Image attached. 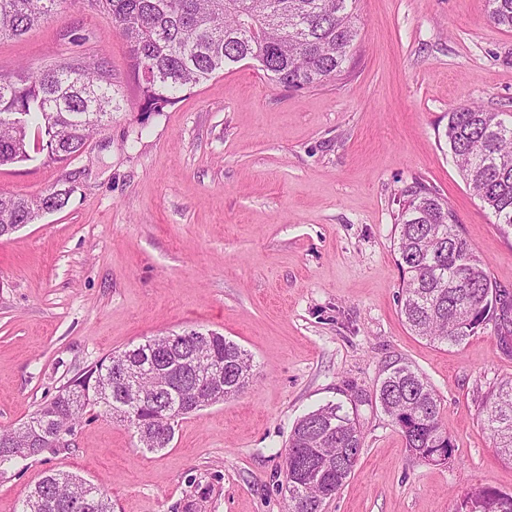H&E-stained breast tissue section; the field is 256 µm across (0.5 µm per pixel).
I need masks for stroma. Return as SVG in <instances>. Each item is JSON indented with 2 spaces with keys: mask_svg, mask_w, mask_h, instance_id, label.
<instances>
[{
  "mask_svg": "<svg viewBox=\"0 0 512 512\" xmlns=\"http://www.w3.org/2000/svg\"><path fill=\"white\" fill-rule=\"evenodd\" d=\"M358 13L335 80L294 91L248 60L150 115L127 40L97 9L0 40L2 73L103 59L121 105L75 158L0 167L2 195L73 189L64 209L0 239V429L153 336L212 330L253 359L247 387L180 419L161 451L86 411L69 447L0 473V512H19L52 470L100 487L113 512H288V435L327 403L357 414L364 438L324 512H457L478 489L512 493L481 415L512 380L504 330L487 323L459 346L413 335L397 264L399 194L419 181L512 293V231L472 195L445 136L463 104L512 120V30L488 21L484 0H359ZM401 363L436 390L453 463L413 457L374 402Z\"/></svg>",
  "mask_w": 512,
  "mask_h": 512,
  "instance_id": "obj_1",
  "label": "stroma"
}]
</instances>
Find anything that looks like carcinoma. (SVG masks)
Instances as JSON below:
<instances>
[{"label": "carcinoma", "instance_id": "cac0c4a2", "mask_svg": "<svg viewBox=\"0 0 512 512\" xmlns=\"http://www.w3.org/2000/svg\"><path fill=\"white\" fill-rule=\"evenodd\" d=\"M358 0H95L107 26L129 43L130 70L139 90V111L161 112L190 90L244 60L259 63L268 80L302 90L344 72L359 36ZM85 0H0V39L25 35L55 17L61 4ZM487 18L512 30V0H485ZM112 73L102 60L72 59L33 72L21 67L0 75V166L31 160L30 151L48 163L78 155L112 113L120 111ZM446 136L458 168L474 196L512 229V123L497 112L466 104L448 113ZM70 189L53 188L35 197L0 195V236L13 224H32L38 211H60ZM398 266L402 272L400 314L416 336L433 343L459 345L488 322L512 325V301L500 293L476 246L459 230L448 202L418 184L404 192L398 214ZM183 350L212 359L224 371V398L238 395L253 368L251 356L224 335L196 331L179 334ZM169 336L113 352L44 402L29 420L0 430V465L7 447L25 448L33 437L48 439L62 426L80 421L86 409L127 425L151 451L170 446L175 424L211 405L198 396L199 380L181 365L165 393L129 406L114 384L115 364L133 360L155 368L177 362L168 351ZM382 410L398 425L411 455L426 460L443 451L453 457L454 443L431 384L408 364L393 366L375 390ZM484 425L503 459L512 461V380L487 392L481 410ZM358 420L339 403L326 404L292 427L284 450L288 512H323L357 466L348 450L361 451ZM40 496L54 504L50 512H112V501L83 478L52 471L23 501L21 512ZM457 512H512V495L497 489L472 493Z\"/></svg>", "mask_w": 512, "mask_h": 512}]
</instances>
